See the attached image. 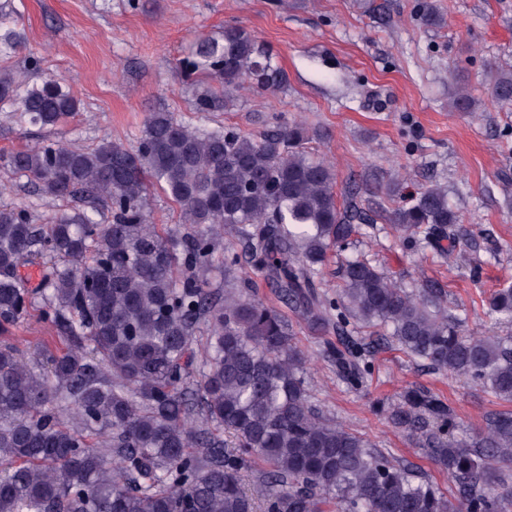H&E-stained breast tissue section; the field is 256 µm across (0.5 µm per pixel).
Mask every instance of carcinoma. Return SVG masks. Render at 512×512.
Listing matches in <instances>:
<instances>
[{
  "label": "carcinoma",
  "mask_w": 512,
  "mask_h": 512,
  "mask_svg": "<svg viewBox=\"0 0 512 512\" xmlns=\"http://www.w3.org/2000/svg\"><path fill=\"white\" fill-rule=\"evenodd\" d=\"M20 44L0 17V52ZM179 68L218 84L196 97V112H220L245 88L274 92L286 82L239 24L199 39ZM485 82L491 101L512 103V68L490 67ZM0 103L42 128L80 109L57 80L22 92L3 70ZM480 106L464 92L450 103L455 112ZM322 138L277 116L250 134L158 111L146 115L132 147L108 138L94 147L47 141L0 156L41 196L108 212L106 224L99 210L76 208L36 224L26 207L0 208V334L36 310L67 340L61 348L40 344L33 356L0 343V512H512V410L491 415L467 442L455 436L454 410L434 393L410 389L390 412L448 471L449 498L325 419L311 403L292 322L244 295L245 261L309 333L338 337L336 367L354 377L369 345L347 337L389 328L406 352L512 403V336L464 332L434 285L408 292L352 256L340 268L341 296L320 291L330 252L347 250L359 225L379 216L339 204L335 169L306 150ZM153 188L179 207L189 228L182 238L149 223ZM390 221L400 240L438 245L455 238L461 218L444 188L427 186ZM223 234L242 252L224 250L217 301L205 274ZM27 259L46 265L40 306L20 276ZM489 306L512 322V287L495 291ZM202 319L209 336L192 383ZM254 461L267 470L251 494L244 473Z\"/></svg>",
  "instance_id": "obj_1"
}]
</instances>
